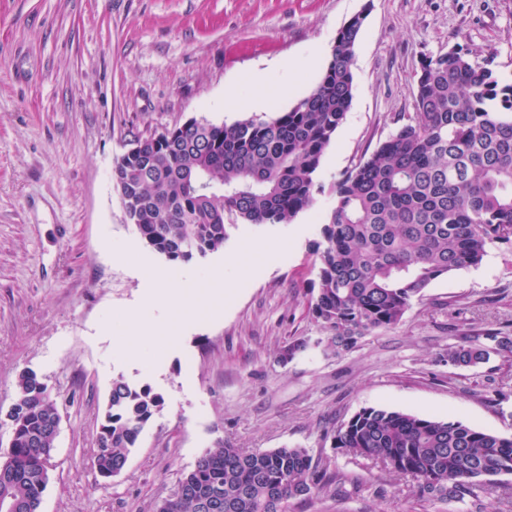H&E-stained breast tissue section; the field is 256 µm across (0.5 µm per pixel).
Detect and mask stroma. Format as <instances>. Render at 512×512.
Here are the masks:
<instances>
[{"label":"stroma","instance_id":"1","mask_svg":"<svg viewBox=\"0 0 512 512\" xmlns=\"http://www.w3.org/2000/svg\"><path fill=\"white\" fill-rule=\"evenodd\" d=\"M358 14L353 99L313 206L288 224L230 226L223 248L188 262L148 248L112 179L134 140L191 118L221 125L288 111ZM315 44L294 93L251 81ZM456 46L511 82L512 0H0V414L26 369L59 403L41 512H154L220 441L304 448L357 479L349 498L295 512H512V475L464 501L433 502L411 479L332 446L365 407L512 436V345L475 368L447 357L466 334L512 338V245H490L479 265L434 280L399 324L347 351L309 310L336 181L413 120L422 61ZM159 268L183 295L182 306L153 313L170 342L161 357L127 316ZM296 338L307 348L280 364ZM121 340L140 346L145 369L119 360ZM118 378L150 386L164 406L106 482L92 457Z\"/></svg>","mask_w":512,"mask_h":512}]
</instances>
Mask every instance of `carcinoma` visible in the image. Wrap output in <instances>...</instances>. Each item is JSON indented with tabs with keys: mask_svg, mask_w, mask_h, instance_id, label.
<instances>
[{
	"mask_svg": "<svg viewBox=\"0 0 512 512\" xmlns=\"http://www.w3.org/2000/svg\"><path fill=\"white\" fill-rule=\"evenodd\" d=\"M360 18L338 31L331 59L312 91L269 120L216 125L193 120L139 141L112 178L125 214L147 247L187 262L224 246L226 223L288 224L314 203L322 156L353 98L352 65ZM415 122L400 125L335 185L321 227L317 295L310 309L352 348L397 325L413 300L442 275L478 265L493 243L512 244V83L489 63L453 47L427 57L413 91ZM488 347L466 340L448 362L476 366ZM15 401L12 464L0 470L11 512H39L56 435L57 408L44 378L23 371ZM164 398L121 379L103 414L93 462L122 471ZM333 447L409 476L438 502L475 495L512 474V437L459 421L366 407L333 435ZM348 476L305 448L245 450L216 443L182 474L156 512H293L314 496L346 492Z\"/></svg>",
	"mask_w": 512,
	"mask_h": 512,
	"instance_id": "carcinoma-1",
	"label": "carcinoma"
}]
</instances>
